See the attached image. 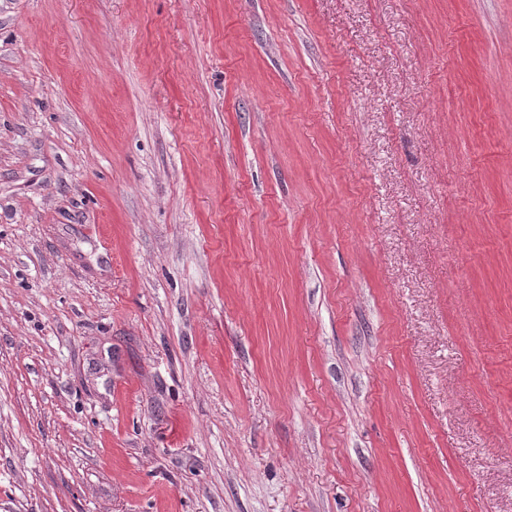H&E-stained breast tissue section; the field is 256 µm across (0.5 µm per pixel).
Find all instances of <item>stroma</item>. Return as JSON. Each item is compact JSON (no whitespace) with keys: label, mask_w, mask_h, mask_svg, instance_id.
I'll return each instance as SVG.
<instances>
[{"label":"stroma","mask_w":512,"mask_h":512,"mask_svg":"<svg viewBox=\"0 0 512 512\" xmlns=\"http://www.w3.org/2000/svg\"><path fill=\"white\" fill-rule=\"evenodd\" d=\"M0 512H512V0H0Z\"/></svg>","instance_id":"stroma-1"}]
</instances>
